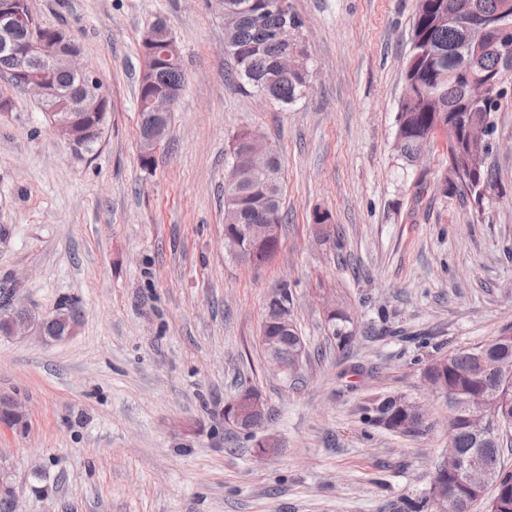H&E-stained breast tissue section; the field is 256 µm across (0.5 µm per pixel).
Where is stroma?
Instances as JSON below:
<instances>
[{
    "mask_svg": "<svg viewBox=\"0 0 512 512\" xmlns=\"http://www.w3.org/2000/svg\"><path fill=\"white\" fill-rule=\"evenodd\" d=\"M312 85L294 103L228 81L217 0H29L66 29L109 91L92 147L75 148L32 95L0 79V287L75 336L0 337V472L17 512H397L423 497L448 446L435 358L512 327V102L495 115L498 175L482 206L445 185L446 136L421 165L394 146L416 0H288ZM164 20L187 80L155 164L139 160L141 40ZM253 131L282 162L288 221L254 266L224 242V177ZM308 356L268 366L260 333L280 284ZM350 320L338 349L329 316ZM262 394L263 458L224 419ZM385 396L422 403L410 438L365 423Z\"/></svg>",
    "mask_w": 512,
    "mask_h": 512,
    "instance_id": "1",
    "label": "stroma"
}]
</instances>
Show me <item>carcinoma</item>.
Returning <instances> with one entry per match:
<instances>
[{
    "mask_svg": "<svg viewBox=\"0 0 512 512\" xmlns=\"http://www.w3.org/2000/svg\"><path fill=\"white\" fill-rule=\"evenodd\" d=\"M273 0H219L224 8V21L235 33V38L225 43V51L235 65L232 78L241 81L258 93L284 105L294 102L304 93L311 78L308 56L298 41L288 49L299 54V69L293 72L280 68L279 59L285 47L274 40L273 33L283 24L301 26L300 20L292 13H283L271 6ZM442 0H417L412 35L408 51L405 79L412 83V93L399 102L396 115V148L405 160L430 143V133L436 123L435 105L448 102L462 119L482 122L501 110L505 99L492 101L487 105L469 104L465 101V83L452 76L454 72L472 71L475 74L496 73L504 83H509V73L500 63L499 56L492 52L483 53L478 65L471 62L468 37L464 28L448 22L440 10ZM146 67L151 70L152 82L143 79L138 85V106L141 112L139 138H144L154 124V113L148 108V101L156 92L167 88H184L186 74L175 56L168 55L166 36L157 37L154 50L140 45ZM76 132L83 139L91 137V129L100 120L87 112L74 114ZM224 207L238 211L240 219L236 224L224 225V240L234 249L245 244L241 227L253 220L271 214L274 221L282 223V163L280 154H275L274 164L266 172L244 171L232 180L225 177ZM268 314L262 335L279 338V344L288 357H293L299 334L283 335ZM349 319L341 314L330 317V330L337 345H349L353 331L348 327ZM506 358L512 361V340L506 332L470 349L452 352L436 358L426 368L429 378H440L447 389L448 434L460 453L478 462L485 471L484 483L493 488V495L499 497L496 512H512V471L501 465L503 449L499 443L479 435L473 430L462 413L457 410L459 399L468 395L490 393L495 402L492 409L512 425V376H501L491 370L490 364ZM398 397L378 399L374 406L366 409V421L404 436H414L423 430H407L408 414L399 406ZM472 487L461 483L455 474H448L447 493L443 501L434 503L427 496L407 498L399 512H468L473 507Z\"/></svg>",
    "mask_w": 512,
    "mask_h": 512,
    "instance_id": "obj_1",
    "label": "carcinoma"
}]
</instances>
